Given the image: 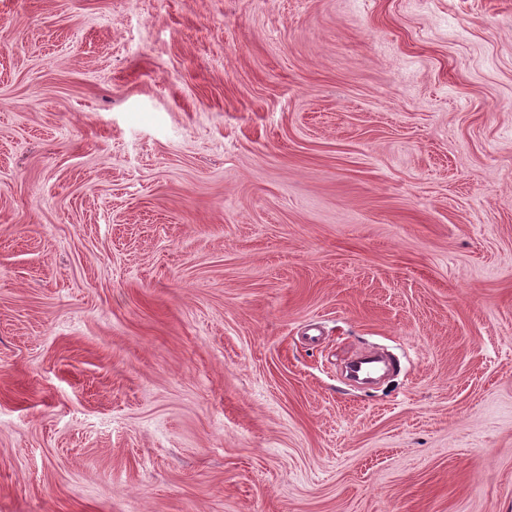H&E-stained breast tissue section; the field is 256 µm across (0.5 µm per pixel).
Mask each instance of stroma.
Returning <instances> with one entry per match:
<instances>
[{"instance_id":"1","label":"stroma","mask_w":512,"mask_h":512,"mask_svg":"<svg viewBox=\"0 0 512 512\" xmlns=\"http://www.w3.org/2000/svg\"><path fill=\"white\" fill-rule=\"evenodd\" d=\"M0 512H512V0H0Z\"/></svg>"}]
</instances>
